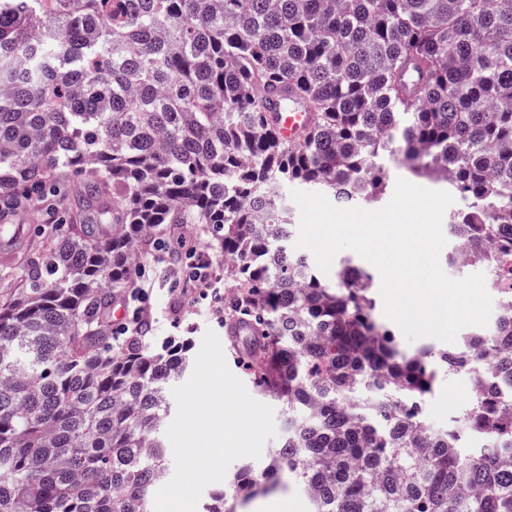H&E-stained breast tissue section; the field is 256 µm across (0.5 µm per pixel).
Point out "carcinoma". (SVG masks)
<instances>
[{"instance_id": "obj_1", "label": "carcinoma", "mask_w": 512, "mask_h": 512, "mask_svg": "<svg viewBox=\"0 0 512 512\" xmlns=\"http://www.w3.org/2000/svg\"><path fill=\"white\" fill-rule=\"evenodd\" d=\"M394 168L448 177L468 264L512 282V0H0V235L71 193L0 299V512H153L187 347L145 323L112 347L103 317L162 224L209 227L224 301L269 340L249 376L288 408L200 512L285 471L314 512H512V287L493 333L406 350L371 273L290 247L284 188L375 203ZM442 372L470 394L435 430ZM278 127L285 140L295 143L309 128L308 112H302L298 106L288 108V112H278Z\"/></svg>"}]
</instances>
